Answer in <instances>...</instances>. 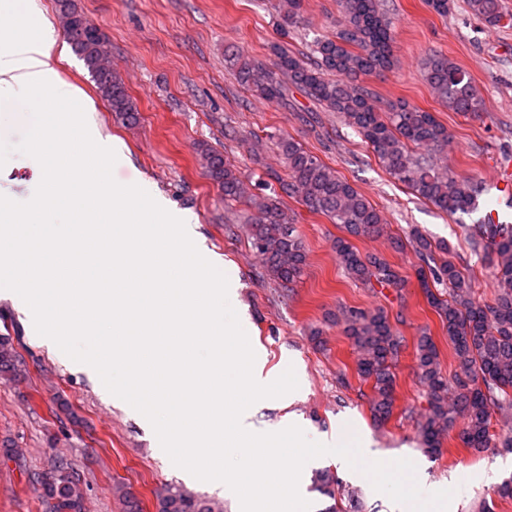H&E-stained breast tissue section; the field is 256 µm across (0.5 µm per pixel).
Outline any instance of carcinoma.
Here are the masks:
<instances>
[{"instance_id": "carcinoma-1", "label": "carcinoma", "mask_w": 512, "mask_h": 512, "mask_svg": "<svg viewBox=\"0 0 512 512\" xmlns=\"http://www.w3.org/2000/svg\"><path fill=\"white\" fill-rule=\"evenodd\" d=\"M470 11L486 25L511 24L501 0H467ZM302 0H278L280 31L288 36ZM340 21L336 34L315 41L313 57H299L279 45L273 47L275 61L233 59L238 82L252 96L284 101L294 86L325 110L339 114L371 148L380 166L404 183L416 196L444 213L471 214L483 193L474 180L458 179L435 165L429 156L415 154L411 147L440 150L450 139L448 127L424 109L405 102L381 105L361 78L385 71L393 65V26L380 7V0H337ZM57 14L72 51L83 62L102 98L116 118L133 124L138 108L108 64L106 34L77 4L57 0ZM329 73L341 75L336 80ZM424 77L441 102L453 112L478 115L484 101L466 72L447 55L434 51L425 60ZM286 177L274 175L282 193L295 198L312 214L323 215L341 225L353 237L377 233L384 218L370 200L351 183L308 153L292 138L278 143ZM197 151L210 179L227 202L245 201L249 235L265 266L280 282L300 278L306 265L301 237L277 201L248 191L242 175L231 168L224 155L206 145ZM409 243L421 261L417 277L430 307L448 334L456 370L448 376L440 351L424 331L415 342V369L425 388L427 407L416 421L417 435L429 455L441 452L443 440L458 431L463 447L473 453L501 447L512 451V437L495 440L491 419L498 413L512 416V225L496 227L476 224L471 233L474 249L492 255L497 292L489 301L473 295L470 280L448 260L436 262L431 244L416 229ZM336 260L355 281L364 285H398L391 266L378 257H365L345 237L333 245ZM448 281L444 295L432 285ZM344 333L356 354L360 379L371 384V411L380 422L393 414L396 391L395 367L403 338L382 309L344 308ZM17 371L10 337L0 336V373ZM313 490L331 500L324 512H358L355 493L345 489L336 472H315ZM42 497L51 512H82V494L77 483L64 474L42 486ZM158 512H211L201 497L170 487L158 502Z\"/></svg>"}]
</instances>
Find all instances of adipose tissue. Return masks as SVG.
I'll return each mask as SVG.
<instances>
[{
	"instance_id": "ef3b65f1",
	"label": "adipose tissue",
	"mask_w": 512,
	"mask_h": 512,
	"mask_svg": "<svg viewBox=\"0 0 512 512\" xmlns=\"http://www.w3.org/2000/svg\"><path fill=\"white\" fill-rule=\"evenodd\" d=\"M54 40L45 36L35 41H23L9 33L0 34V109L10 105L9 91L16 85L25 86L30 95H38L46 85H54L60 96L76 95L74 86L60 80L52 55Z\"/></svg>"
}]
</instances>
